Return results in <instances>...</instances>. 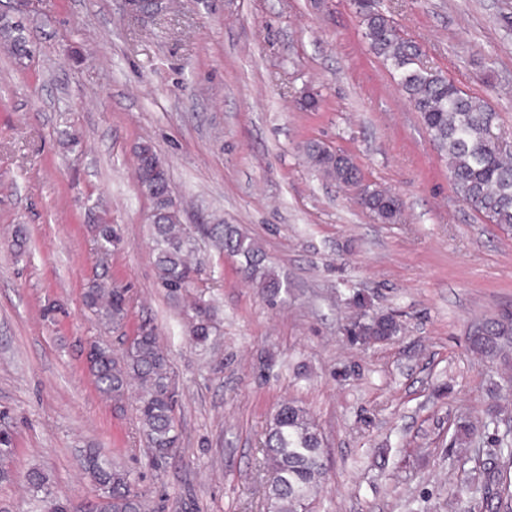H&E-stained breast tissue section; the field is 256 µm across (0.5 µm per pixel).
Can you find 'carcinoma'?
<instances>
[{
	"label": "carcinoma",
	"mask_w": 512,
	"mask_h": 512,
	"mask_svg": "<svg viewBox=\"0 0 512 512\" xmlns=\"http://www.w3.org/2000/svg\"><path fill=\"white\" fill-rule=\"evenodd\" d=\"M353 5L365 25L372 50L398 77V85L446 158L456 194L487 223L512 226V153L503 149L493 134L498 113L483 98L424 67L420 47L401 35L393 18L382 10L380 0H353ZM23 31L20 24L0 16V36L7 37L13 51L20 55L29 53ZM305 154L311 167L324 178L345 185L360 182L359 171L348 156L320 143L306 145ZM135 157L138 189L151 204L157 280L169 295L177 296L192 286L199 272L195 241L180 222L165 163L149 144L139 145ZM359 202L385 224H395L401 218L403 203L389 191L366 187ZM199 231L212 234L222 250L241 258L246 278L264 296L273 301L288 293V283L266 262L261 248L236 226L201 224ZM117 241L112 225H97L98 251L112 254ZM84 304L115 328L127 317L124 291L96 279L84 292ZM191 311L186 335L192 342L204 344L214 329L212 308L200 297ZM356 326L363 328V343L402 331V325L391 314L366 315ZM511 337L512 312L505 311L481 323L471 334V343L482 353H492L498 351V340L506 343ZM90 372L99 393L114 405L119 407L134 396L141 431L152 449L151 464L163 468L179 448V435L169 359L154 331L140 329L118 353L98 346V358ZM495 443L507 458L509 469H493L481 481L466 480L458 491L474 500L496 502L495 512H512V437H498ZM263 447L271 475L265 489V512H312V496L324 480L326 469L320 434L307 413L292 402L281 404L272 416ZM12 455L10 436L1 435V478L8 476L6 464ZM83 466L98 491L91 512H149L147 501L135 490L133 473L116 466L101 449H85ZM24 479L29 492L42 502V512H71L68 500L51 496L48 476L42 469L28 468Z\"/></svg>",
	"instance_id": "obj_1"
}]
</instances>
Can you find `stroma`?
<instances>
[{"mask_svg": "<svg viewBox=\"0 0 512 512\" xmlns=\"http://www.w3.org/2000/svg\"><path fill=\"white\" fill-rule=\"evenodd\" d=\"M172 2L144 21L123 0H38L28 14L0 0L30 48L19 57L0 38V432L16 450L0 512H38L23 479L33 465L52 494L93 498L89 447L129 469L155 512H264L261 443L285 401L323 439L316 512H470L456 486L498 466L494 439L512 428V352L469 340L512 309V227L456 196L351 0ZM382 7L424 65L498 112L494 133L512 147V0ZM311 141L350 155L361 185L396 194L400 221L363 209L361 186L317 174ZM142 143L167 166L181 223L239 226L287 281L286 300L269 303L206 242L194 288L169 298L134 177ZM104 220L120 236L105 262ZM96 278L126 292L121 333L83 303ZM200 296L217 310L204 349L184 328ZM364 312L395 315L402 333L351 341ZM143 322L179 391V453L161 471L133 400L103 399L85 361L89 344L118 347Z\"/></svg>", "mask_w": 512, "mask_h": 512, "instance_id": "obj_1", "label": "stroma"}]
</instances>
